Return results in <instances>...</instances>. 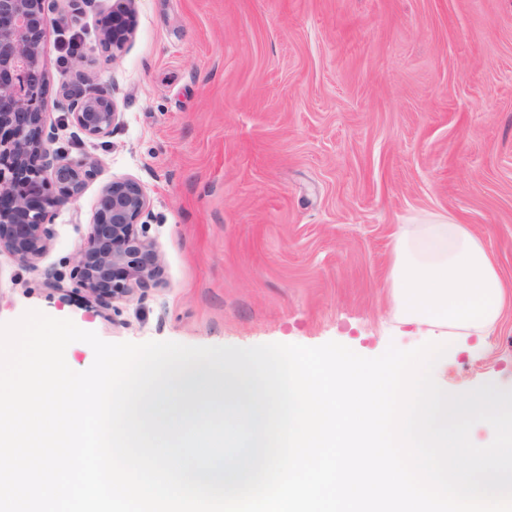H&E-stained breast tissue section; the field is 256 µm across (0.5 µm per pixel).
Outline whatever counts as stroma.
I'll return each instance as SVG.
<instances>
[{"label":"stroma","instance_id":"obj_1","mask_svg":"<svg viewBox=\"0 0 512 512\" xmlns=\"http://www.w3.org/2000/svg\"><path fill=\"white\" fill-rule=\"evenodd\" d=\"M109 5L56 0L43 33L39 135L100 167L36 267L0 256V324L38 310L110 343L411 349L427 329L392 317L394 235L445 216L485 241L505 303L491 335L452 337L438 381L512 389V0H135L117 60L97 47ZM71 39L95 49L82 66ZM88 78L121 114L100 140L62 121L63 84ZM124 179L164 274L93 307L78 254Z\"/></svg>","mask_w":512,"mask_h":512}]
</instances>
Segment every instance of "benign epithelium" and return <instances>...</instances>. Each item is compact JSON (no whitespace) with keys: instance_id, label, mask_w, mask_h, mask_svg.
<instances>
[{"instance_id":"obj_1","label":"benign epithelium","mask_w":512,"mask_h":512,"mask_svg":"<svg viewBox=\"0 0 512 512\" xmlns=\"http://www.w3.org/2000/svg\"><path fill=\"white\" fill-rule=\"evenodd\" d=\"M50 2L0 0V196H10L16 208L28 213L27 223L19 227L24 246L0 233V254L6 253L28 267L37 266L52 245L50 217L74 199L99 166L95 157H73L50 149L42 139L35 142L31 138L32 128L47 120L46 113L40 111V78L45 75L41 34L53 23ZM132 3L112 0L116 17L112 31L99 33L100 42L114 60L125 54L134 33ZM67 101L66 120L92 139L109 137L120 123L121 113L99 83L88 84ZM33 150L42 156L34 175L40 187L35 204L16 178L18 167ZM100 201L84 243V251H98L99 263L94 269L79 265L76 277V288L85 293L87 303L96 306L110 299L133 298L139 290L156 283L162 272L157 244L140 223L150 204L140 185L132 180L113 181L102 188ZM115 269L123 271L122 279L112 283V293L99 294L97 281Z\"/></svg>"}]
</instances>
